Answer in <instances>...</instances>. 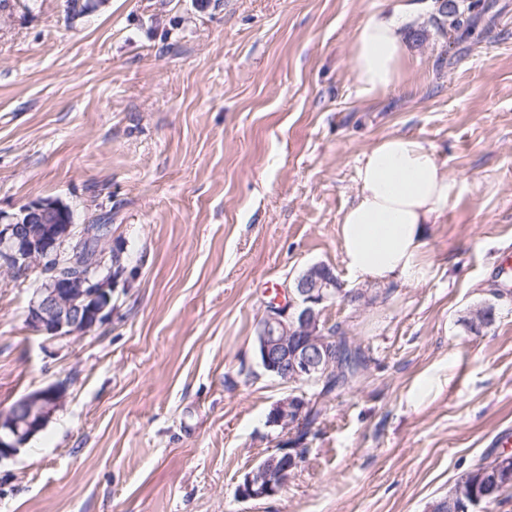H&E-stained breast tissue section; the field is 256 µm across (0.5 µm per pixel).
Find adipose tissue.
Here are the masks:
<instances>
[{
  "mask_svg": "<svg viewBox=\"0 0 512 512\" xmlns=\"http://www.w3.org/2000/svg\"><path fill=\"white\" fill-rule=\"evenodd\" d=\"M407 17L403 6L381 9L358 28L350 62L363 93H383L399 83ZM457 186L422 140L391 134L376 142L360 161L355 199L337 228L350 274L372 283L421 277L427 228L444 217Z\"/></svg>",
  "mask_w": 512,
  "mask_h": 512,
  "instance_id": "ef3b65f1",
  "label": "adipose tissue"
}]
</instances>
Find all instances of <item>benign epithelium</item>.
I'll use <instances>...</instances> for the list:
<instances>
[{
  "label": "benign epithelium",
  "instance_id": "benign-epithelium-1",
  "mask_svg": "<svg viewBox=\"0 0 512 512\" xmlns=\"http://www.w3.org/2000/svg\"><path fill=\"white\" fill-rule=\"evenodd\" d=\"M52 207L32 203L19 212L0 213V268L12 274L43 268L49 261L62 262L66 243L75 237V224L46 228ZM95 254L103 262L112 254L107 243L111 225H95ZM112 279L97 275L45 278L27 312V324L51 340L89 332L112 317ZM342 291L336 289V275L321 264L310 266L292 285L285 287L284 299L268 305L258 327L256 353L259 366L271 376L291 383L317 382L336 364L328 327L321 321L325 304ZM65 383L57 382L22 396L8 409L0 411V461L16 456L62 408ZM308 408L305 396L280 401L269 416L271 424L292 430ZM285 460L261 461L248 472L238 488L243 500H260L278 495L304 462L298 448H282ZM489 502V494H475L465 502L452 494L448 506H467L479 512Z\"/></svg>",
  "mask_w": 512,
  "mask_h": 512
}]
</instances>
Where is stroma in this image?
Returning <instances> with one entry per match:
<instances>
[{
  "mask_svg": "<svg viewBox=\"0 0 512 512\" xmlns=\"http://www.w3.org/2000/svg\"><path fill=\"white\" fill-rule=\"evenodd\" d=\"M469 35L413 0L399 85L350 67L366 16L398 0H20L0 22V212L112 215L125 281L112 319L50 340L26 314L38 272L0 270V411L47 385L63 407L0 462V512H428L512 428V0ZM420 138L458 183L413 282L347 270L337 225L365 151ZM360 301L323 318L360 344L359 382L318 394L264 373L273 290L314 264ZM492 325L471 331L479 305ZM305 394L320 415L281 494L242 500ZM307 408L308 402L304 395L288 397L273 408L269 421L284 431H292L302 421Z\"/></svg>",
  "mask_w": 512,
  "mask_h": 512,
  "instance_id": "stroma-1",
  "label": "stroma"
}]
</instances>
